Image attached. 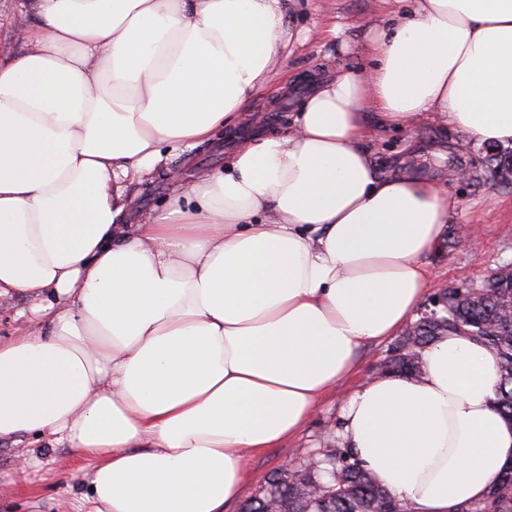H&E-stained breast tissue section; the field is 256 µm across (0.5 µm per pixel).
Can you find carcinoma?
<instances>
[{
    "mask_svg": "<svg viewBox=\"0 0 512 512\" xmlns=\"http://www.w3.org/2000/svg\"><path fill=\"white\" fill-rule=\"evenodd\" d=\"M408 331L400 341L409 349L388 360L387 372L419 375L421 349L441 336L464 332L494 353L497 404L512 421V273L493 272L477 288L448 289L432 314H419ZM272 495L288 512H401L398 501L344 448L335 449L326 464L311 470L299 467L273 480L248 512H263ZM457 512H512V465L486 498L460 505Z\"/></svg>",
    "mask_w": 512,
    "mask_h": 512,
    "instance_id": "obj_1",
    "label": "carcinoma"
}]
</instances>
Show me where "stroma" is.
I'll return each instance as SVG.
<instances>
[{
  "instance_id": "1",
  "label": "stroma",
  "mask_w": 512,
  "mask_h": 512,
  "mask_svg": "<svg viewBox=\"0 0 512 512\" xmlns=\"http://www.w3.org/2000/svg\"><path fill=\"white\" fill-rule=\"evenodd\" d=\"M23 6L24 0H0L1 55H22L30 45L29 31L20 20ZM391 8V0H288L291 52L271 91L251 103V121L190 150L164 149L163 160L152 174L130 187V217L162 210L176 185H191L200 172L223 169L240 138L257 135L264 125L285 127L321 82L339 71L363 68L367 60L362 46L368 32ZM367 145L381 174L394 176L411 168L422 179L447 185L456 201L443 239L425 258L432 273L429 295L458 287L465 278L481 282L498 267L512 265V180L498 177L494 153L487 145L468 140L434 115L404 129L372 127ZM174 169L181 172V182L170 179ZM462 169L468 172L463 180L457 177ZM469 232L477 236V247L455 246V238ZM392 347L389 340L365 344L358 373L326 394L320 413L306 429L284 447L267 449L250 460L243 498L225 512H241L246 500L260 495L268 481L280 474L286 460L318 456L326 443L336 442L338 413L345 398L376 375L378 363L390 355ZM29 450L38 464L24 471L19 460ZM83 465L73 449L45 448L33 438L18 446L1 443L0 512H74Z\"/></svg>"
}]
</instances>
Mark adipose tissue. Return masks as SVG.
<instances>
[{"mask_svg": "<svg viewBox=\"0 0 512 512\" xmlns=\"http://www.w3.org/2000/svg\"><path fill=\"white\" fill-rule=\"evenodd\" d=\"M284 0H28L32 45L0 58V298L40 328L0 341V442L88 461L79 512H224L412 322L444 186L380 176L368 110L512 145V0H416L290 125L242 140L184 202L125 223L165 146L237 127L289 42ZM415 377L373 376L340 411L354 458L403 512L481 500L512 460L496 359L464 333Z\"/></svg>", "mask_w": 512, "mask_h": 512, "instance_id": "ef3b65f1", "label": "adipose tissue"}]
</instances>
